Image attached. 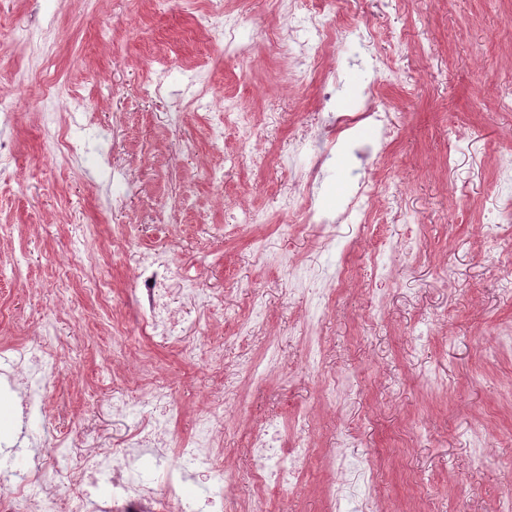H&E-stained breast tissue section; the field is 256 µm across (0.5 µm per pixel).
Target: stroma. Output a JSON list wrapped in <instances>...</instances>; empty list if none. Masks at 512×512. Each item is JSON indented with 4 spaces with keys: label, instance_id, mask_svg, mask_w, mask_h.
Wrapping results in <instances>:
<instances>
[{
    "label": "stroma",
    "instance_id": "obj_1",
    "mask_svg": "<svg viewBox=\"0 0 512 512\" xmlns=\"http://www.w3.org/2000/svg\"><path fill=\"white\" fill-rule=\"evenodd\" d=\"M237 16L243 54L224 52V39L198 35L182 0H0V102L18 105L13 125L0 131L14 146V160L0 168V259L21 257V280L0 281V341L49 333L62 348L59 378L30 420L39 440L69 437L71 450L93 435L104 447L135 425L133 416L108 409L112 381L153 368L174 385L180 415L172 431L192 433L201 395L211 389L210 351L225 360L234 315L262 298L268 320L249 344L260 356L279 341L284 368L264 384L241 383L244 403L224 425L233 455L237 497L253 496L250 429L267 415L308 410L307 434L315 445L308 479L288 502V512H323L328 478L324 455L354 434L352 454L375 463V494L383 512H499L512 496V349L500 334L512 329V234L488 240V210L498 192L497 171L512 162V112L500 109L504 84L512 83V0H347L332 24L372 29L373 53L391 64L393 83L377 79L369 57L353 44L337 45L341 71L336 109L360 107L361 88L375 86L390 115L392 145L384 164L356 167L338 149L327 167L318 201L336 209L358 180L377 183L380 209L402 206L412 223L390 231L397 247L385 256L391 279L382 293L366 240L353 224L336 227L337 245L348 246V283L321 325L324 357L304 367L299 344L289 341L307 314L303 292H290L276 261L289 254L311 267L310 288L324 287L337 255L321 251L310 231L288 222L282 195L293 173L288 145L310 115L321 109L318 82H294L281 53L286 35L305 39L302 19L286 20L272 0H220ZM54 22L51 56L20 60L15 46L39 40ZM50 70L62 94L46 115L37 94L14 81L17 64ZM169 92L186 100L173 112L152 95L157 69ZM233 97L251 113L248 130L227 128L224 150L212 152L207 132L216 108ZM85 99L77 124H69L70 98ZM92 157L82 164L52 161L61 124ZM110 155L141 188L113 206V191L95 166ZM255 209L270 221L237 230L233 214ZM135 217V239L113 236L112 227ZM88 229L83 268L63 278L76 225ZM180 243L176 264L197 287L224 294L223 311L201 314L173 298L194 326L190 350L133 345L113 361L112 319L88 291L95 260L108 254L113 303L133 314L139 281L132 258L168 237ZM261 239L272 262L255 265L251 243ZM82 312L72 326L67 310ZM432 334L418 345L424 328ZM441 386L430 390L429 375ZM349 380L350 395L337 404L323 397L331 378ZM487 443L486 454L473 449Z\"/></svg>",
    "mask_w": 512,
    "mask_h": 512
}]
</instances>
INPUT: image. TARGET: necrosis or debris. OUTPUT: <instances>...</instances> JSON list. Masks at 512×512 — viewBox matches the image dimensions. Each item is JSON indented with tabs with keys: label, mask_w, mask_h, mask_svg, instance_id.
<instances>
[{
	"label": "necrosis or debris",
	"mask_w": 512,
	"mask_h": 512,
	"mask_svg": "<svg viewBox=\"0 0 512 512\" xmlns=\"http://www.w3.org/2000/svg\"><path fill=\"white\" fill-rule=\"evenodd\" d=\"M275 5L289 20L294 19L297 11H304L306 23L314 29L312 42L298 47L293 41H286L282 54L294 62L293 78L297 83L320 82L321 101L330 107L337 87L329 74L324 73L322 64L336 43L350 34V25L328 24L331 0H275ZM328 121L326 131L315 135L319 148L310 167L300 174L311 187L320 184L322 168L332 158L329 140L362 123L383 130L388 127L387 115L379 110L374 99L357 112H339L330 107ZM376 198L377 186L370 182L361 184L340 211L319 208L314 196L301 198L291 189L284 190L282 195L283 207L289 216L320 229L321 248H329L332 243L331 236L323 232L326 225H358L361 235L371 241L369 259L374 279L383 284L390 278L383 257L394 247L385 228L390 223H407L408 214L400 208L381 213L376 207ZM177 247V241L171 240L162 248L146 247L137 251L135 266L144 288L135 304L136 323L131 326L120 315L112 317V333L119 337L121 345H128L138 337L185 349L181 320L169 303L173 294L195 299L199 308L206 311L223 307V293L203 292L173 262L171 255ZM346 280L344 265H337L327 279V288L314 312L305 317L296 333L307 366L315 367L322 362L320 324L333 296L342 291ZM211 358L216 363L220 385L209 392L194 432L179 443H172L170 439L175 413L171 385L142 372L126 378L119 396L112 400L116 411L141 417L137 431L123 439L119 448L112 452L92 447L88 452L65 458L58 449L26 450L17 442L1 448L12 456L28 454L32 464L24 471L0 467V512H260L258 501L235 498L231 476L218 467V460L225 453L224 406L228 399L237 397L240 380L261 384L281 369V349L272 342L260 357L243 354L229 365L223 360L222 350L212 351ZM58 375V353L44 338L12 343L8 356L0 358V389L17 397L20 418L24 421L39 411L43 396L55 385ZM305 419V409L298 408L287 419L272 417L251 430L249 447L256 459L252 480L259 494L274 493L285 502L301 490L312 452L304 435ZM147 457L161 467L162 485H155L144 476L142 462ZM101 476L108 477L112 485L106 500L91 491L93 482ZM190 483L201 487L200 496L185 495L184 488ZM324 496L326 512H379L368 485L362 491L353 492L348 490L345 481L332 480L325 485Z\"/></svg>",
	"instance_id": "necrosis-or-debris-1"
}]
</instances>
